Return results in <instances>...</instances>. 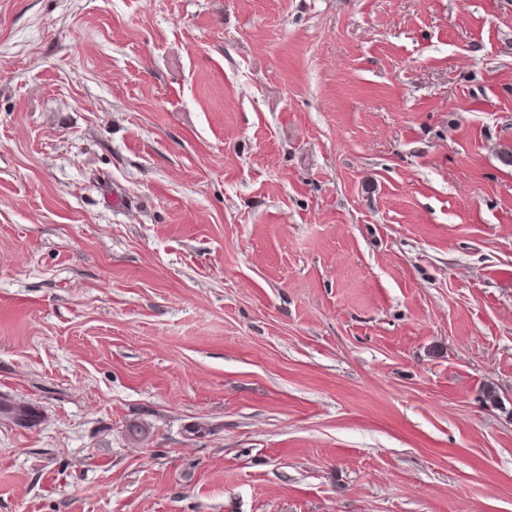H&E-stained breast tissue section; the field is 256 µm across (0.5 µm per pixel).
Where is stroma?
I'll return each mask as SVG.
<instances>
[{
    "label": "stroma",
    "instance_id": "1",
    "mask_svg": "<svg viewBox=\"0 0 512 512\" xmlns=\"http://www.w3.org/2000/svg\"><path fill=\"white\" fill-rule=\"evenodd\" d=\"M510 151L512 0H0V512H512Z\"/></svg>",
    "mask_w": 512,
    "mask_h": 512
}]
</instances>
